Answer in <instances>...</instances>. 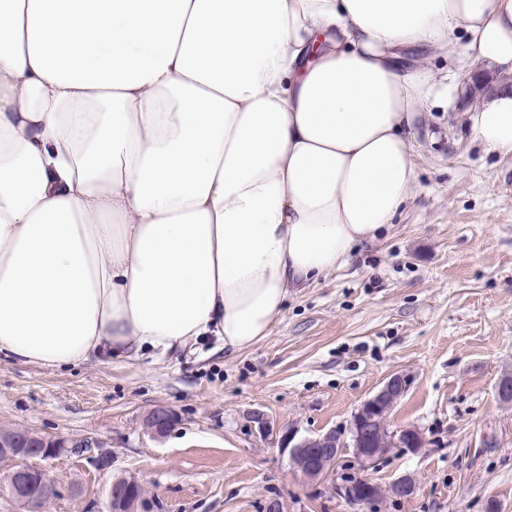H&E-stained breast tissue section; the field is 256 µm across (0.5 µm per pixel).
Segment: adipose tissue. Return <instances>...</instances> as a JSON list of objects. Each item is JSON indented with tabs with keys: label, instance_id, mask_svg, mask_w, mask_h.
I'll use <instances>...</instances> for the list:
<instances>
[{
	"label": "adipose tissue",
	"instance_id": "adipose-tissue-1",
	"mask_svg": "<svg viewBox=\"0 0 512 512\" xmlns=\"http://www.w3.org/2000/svg\"><path fill=\"white\" fill-rule=\"evenodd\" d=\"M458 34L512 72V0H0V358L269 336L409 199ZM467 126L512 154V94ZM424 58L425 65L434 74L447 83V76L455 75L458 81H464L470 71L469 61L460 44L447 47L432 48L417 59Z\"/></svg>",
	"mask_w": 512,
	"mask_h": 512
}]
</instances>
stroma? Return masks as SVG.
I'll return each mask as SVG.
<instances>
[{
  "instance_id": "1",
  "label": "stroma",
  "mask_w": 512,
  "mask_h": 512,
  "mask_svg": "<svg viewBox=\"0 0 512 512\" xmlns=\"http://www.w3.org/2000/svg\"><path fill=\"white\" fill-rule=\"evenodd\" d=\"M441 79L466 80L461 45L423 55ZM475 98L428 106L416 136L417 178L390 225L345 266L290 289L271 333L225 353L220 341L160 358L43 368L0 360V428L91 435L89 456L48 460L57 496L42 512H107L114 478L134 476L152 512H354L292 473L257 437L251 414L308 435L346 425L391 373L410 378L389 427L419 428V453L392 449L381 483L408 474L416 493L379 512H512V154L465 130ZM163 404L180 424L163 440L142 418Z\"/></svg>"
}]
</instances>
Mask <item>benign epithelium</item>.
I'll return each mask as SVG.
<instances>
[{
    "mask_svg": "<svg viewBox=\"0 0 512 512\" xmlns=\"http://www.w3.org/2000/svg\"><path fill=\"white\" fill-rule=\"evenodd\" d=\"M470 82L475 91L497 93L512 90V75L494 79L487 72H474ZM410 387L406 373L395 372L381 387L364 399L354 410L349 423L341 429L330 428L314 435H298L288 428L281 430L268 416L258 412L252 416L257 436L277 445L288 453L291 470L301 474L311 484L331 483L337 499L353 508L370 506L373 499H405L414 494L413 477L402 475L387 485L377 482L370 471L391 451L393 439L382 435L379 418L389 419L393 408ZM179 415L170 407L157 405L142 419L145 431L155 439L165 438L179 423ZM399 439L407 442L410 453H417L427 444L425 435L415 427L400 430ZM102 447V442L89 435L71 438L43 435L28 429L0 431V470L9 496L26 512H41L44 503L57 494L56 480L50 471L35 460L46 461L64 452L90 453ZM351 450L357 471L348 479L335 481L336 461L345 450ZM142 482L134 476H122L112 481L107 491L108 512H138L144 500L138 490Z\"/></svg>",
    "mask_w": 512,
    "mask_h": 512,
    "instance_id": "obj_1",
    "label": "benign epithelium"
}]
</instances>
